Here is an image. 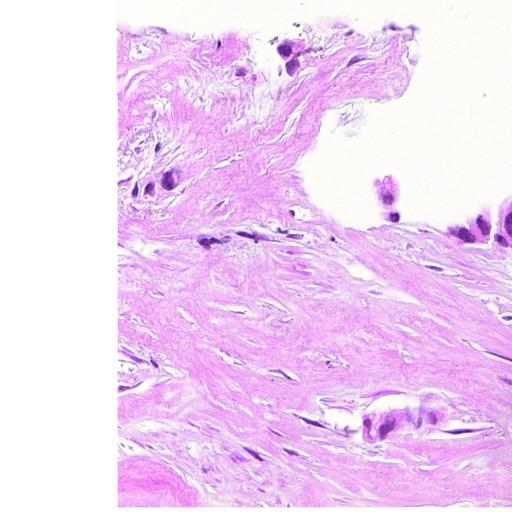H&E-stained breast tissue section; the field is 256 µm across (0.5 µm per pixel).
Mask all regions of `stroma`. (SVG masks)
Here are the masks:
<instances>
[{
	"label": "stroma",
	"instance_id": "stroma-1",
	"mask_svg": "<svg viewBox=\"0 0 512 512\" xmlns=\"http://www.w3.org/2000/svg\"><path fill=\"white\" fill-rule=\"evenodd\" d=\"M426 24L120 19L110 49L114 371L125 512H512V250L317 192L330 134L416 94ZM394 185L384 203L381 187ZM405 419L387 437L380 416Z\"/></svg>",
	"mask_w": 512,
	"mask_h": 512
}]
</instances>
